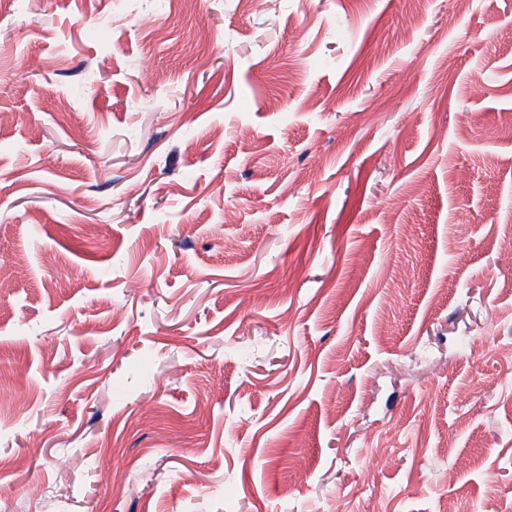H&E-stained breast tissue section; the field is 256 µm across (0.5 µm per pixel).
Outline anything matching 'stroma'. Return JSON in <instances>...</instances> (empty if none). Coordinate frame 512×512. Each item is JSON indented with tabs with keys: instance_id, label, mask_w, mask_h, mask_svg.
<instances>
[{
	"instance_id": "obj_1",
	"label": "stroma",
	"mask_w": 512,
	"mask_h": 512,
	"mask_svg": "<svg viewBox=\"0 0 512 512\" xmlns=\"http://www.w3.org/2000/svg\"><path fill=\"white\" fill-rule=\"evenodd\" d=\"M509 225L512 0H0V512H512Z\"/></svg>"
}]
</instances>
